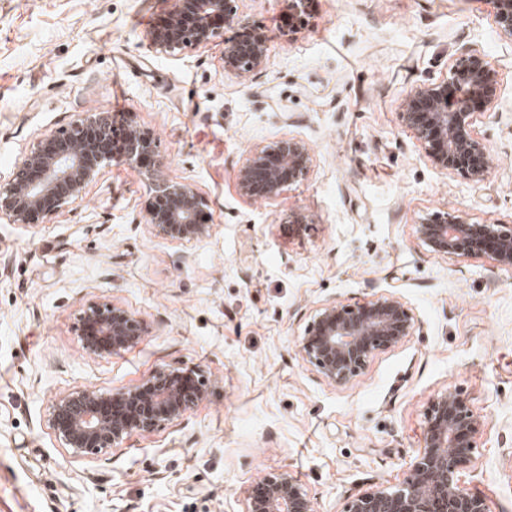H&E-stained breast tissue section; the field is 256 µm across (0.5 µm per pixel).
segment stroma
I'll return each mask as SVG.
<instances>
[{
    "label": "stroma",
    "mask_w": 512,
    "mask_h": 512,
    "mask_svg": "<svg viewBox=\"0 0 512 512\" xmlns=\"http://www.w3.org/2000/svg\"><path fill=\"white\" fill-rule=\"evenodd\" d=\"M171 0H0V182L38 139L86 112L133 114L167 179L208 202L209 237L158 236L146 171L110 164L59 214L0 219V512H244L271 472L307 489L314 512L406 478L434 398L465 392L485 422L462 484L512 512V267L429 250L432 213L512 232V39L494 0H234L213 40L174 55L148 31ZM266 38L260 70L224 69L237 32ZM480 51L497 95L471 128L488 178L435 168L401 120L414 88ZM311 162L268 199L237 175L280 139ZM396 293L414 314L399 343L344 385L301 351L316 310ZM123 306L136 344L88 353L80 314ZM205 370L184 416L77 456L49 425L77 389L115 392L161 368Z\"/></svg>",
    "instance_id": "1"
}]
</instances>
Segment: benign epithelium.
Instances as JSON below:
<instances>
[{
  "mask_svg": "<svg viewBox=\"0 0 512 512\" xmlns=\"http://www.w3.org/2000/svg\"><path fill=\"white\" fill-rule=\"evenodd\" d=\"M230 0H173L165 22L149 30L150 46L159 53L174 54L206 45L217 34V22L229 15ZM500 33L512 39V0H494ZM266 40L256 35L232 40L224 47V67L235 75L260 68L266 59ZM451 82L423 85L408 95L402 118L428 147L433 165L473 182L484 180L488 168L476 169L471 158L485 153L484 145L466 126L476 105H491L497 92L495 69L486 56L471 53L454 60ZM457 93L448 95V87ZM429 107L428 122L420 123L413 106ZM110 112H89L68 128L39 141L26 155L12 179L0 184V218L27 224L35 215L49 216L73 203L96 181L111 162L136 165L154 153V139L128 114L129 134L119 149L110 141ZM288 165V179L306 171L307 147L285 138L255 151L238 174V186L247 197L269 198L284 182L278 161ZM152 200L146 221L158 235L172 241H198L210 235L211 225L200 215L206 199L192 187L168 180L148 170ZM497 239L491 258L512 266V233L495 224L480 225ZM475 226L456 218L434 215L419 225L421 239L433 251L464 256V244ZM84 348L91 354H109L137 343L135 317L117 304H89L82 314ZM414 326L411 309L399 297L388 294L367 306L330 303L317 311L302 340L303 358L327 380L346 384L358 376L377 350L398 343ZM200 381L188 390L183 373L159 370L145 383L103 394L79 389L57 400L51 426L59 440L77 455H95L120 446L135 430H152L172 422L191 409L205 393ZM104 401L124 408L106 418L98 412ZM434 415L423 446L403 482L393 489H377L351 498L344 512H488L486 499L461 484L459 473L471 462L477 437L485 422L470 408L457 389L438 395L431 404ZM268 487L262 499H247L245 512H313L307 490L288 472L264 477Z\"/></svg>",
  "mask_w": 512,
  "mask_h": 512,
  "instance_id": "7a95c632",
  "label": "benign epithelium"
}]
</instances>
